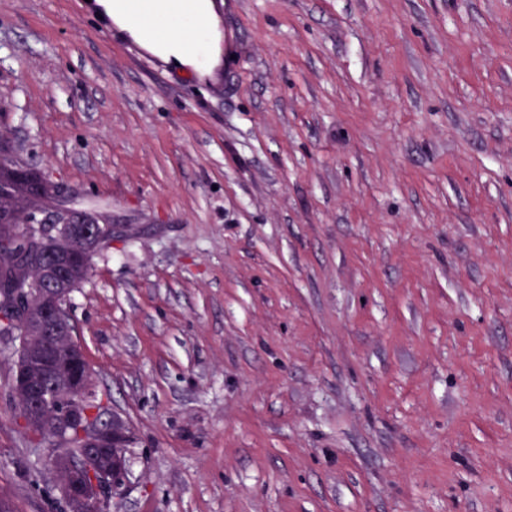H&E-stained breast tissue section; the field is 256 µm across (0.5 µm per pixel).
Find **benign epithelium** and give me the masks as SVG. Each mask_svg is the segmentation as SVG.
<instances>
[{
    "mask_svg": "<svg viewBox=\"0 0 512 512\" xmlns=\"http://www.w3.org/2000/svg\"><path fill=\"white\" fill-rule=\"evenodd\" d=\"M8 158L10 168L27 172L31 204L21 213L7 208L10 188L0 187V224L5 229L26 225L30 278L23 290L8 292L0 302L4 306L0 313L21 318L17 338L11 341L16 350L13 389L37 419L43 393L59 380L79 400L95 392L82 349L76 350L69 364L60 365L63 342L73 338L68 293L47 283L63 280L66 260L94 256L123 225L112 223V213L101 206L75 203L61 182L20 163L13 152H8ZM74 423L81 428L85 454L77 458L67 448H46L44 453L58 477L56 490L64 510L98 512L109 501L117 503L129 484L131 425L121 412L104 403L91 414L69 406L58 413L54 440H61Z\"/></svg>",
    "mask_w": 512,
    "mask_h": 512,
    "instance_id": "obj_1",
    "label": "benign epithelium"
}]
</instances>
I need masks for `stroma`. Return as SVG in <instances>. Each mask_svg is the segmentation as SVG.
<instances>
[{"label":"stroma","mask_w":512,"mask_h":512,"mask_svg":"<svg viewBox=\"0 0 512 512\" xmlns=\"http://www.w3.org/2000/svg\"><path fill=\"white\" fill-rule=\"evenodd\" d=\"M223 72L0 0V140L130 232L68 300L120 512H512V0H211ZM0 341V496L57 512ZM163 46L166 51L163 54L166 61H168V62L172 61L176 65H180V66L192 67L195 70H197L198 72H200L202 75L208 74L210 72L212 65H210L206 68L200 67L194 57L187 55L186 53H184L181 50L179 44H177L175 42H170Z\"/></svg>","instance_id":"35a3bbf8"}]
</instances>
